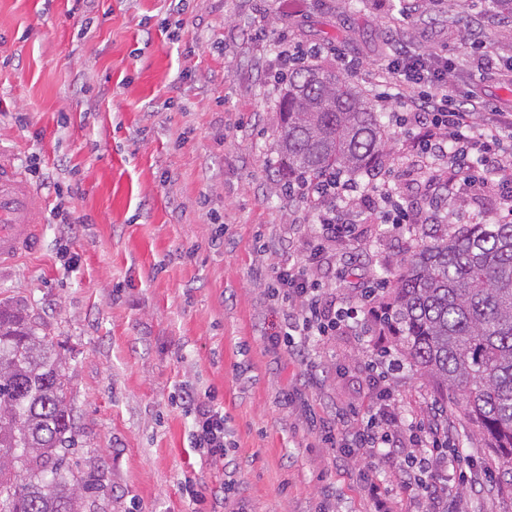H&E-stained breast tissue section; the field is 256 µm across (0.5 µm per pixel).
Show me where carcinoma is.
<instances>
[{
	"label": "carcinoma",
	"instance_id": "carcinoma-1",
	"mask_svg": "<svg viewBox=\"0 0 512 512\" xmlns=\"http://www.w3.org/2000/svg\"><path fill=\"white\" fill-rule=\"evenodd\" d=\"M279 153L290 177L368 172L389 132L342 75L312 64L288 76ZM391 285L383 322L408 362L460 395L477 432L512 465V223L480 222L428 236ZM76 444L53 338L19 309L0 305V512H83L90 489L66 454Z\"/></svg>",
	"mask_w": 512,
	"mask_h": 512
}]
</instances>
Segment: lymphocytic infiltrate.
Wrapping results in <instances>:
<instances>
[{"label": "lymphocytic infiltrate", "mask_w": 512, "mask_h": 512, "mask_svg": "<svg viewBox=\"0 0 512 512\" xmlns=\"http://www.w3.org/2000/svg\"><path fill=\"white\" fill-rule=\"evenodd\" d=\"M450 68L445 59L400 50L393 53L386 72L399 79L407 95L401 124L411 127L418 151L428 157L446 158L449 167L459 170L475 192L497 198L499 221L512 222V152L503 148L504 138H512V114L489 109L474 90L449 93ZM297 190L317 212L319 244L349 236L350 226L337 221L336 208L356 205L359 189L351 180L330 175L319 182H300ZM272 292L287 304L280 334L301 357L313 337L332 335L342 323L357 316L354 309L323 301L321 285L306 260L277 268ZM182 401L192 416V446L201 449L208 461H223L227 455L223 411L190 390L184 392ZM396 424L395 417L384 413L369 417L362 428L347 437L324 427L322 440L340 449H400L405 441L397 436ZM451 454V449L436 439L427 456L407 457L405 488L443 501L447 491L439 471L447 466Z\"/></svg>", "instance_id": "f902f5d3"}]
</instances>
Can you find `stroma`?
Here are the masks:
<instances>
[{"label":"stroma","mask_w":512,"mask_h":512,"mask_svg":"<svg viewBox=\"0 0 512 512\" xmlns=\"http://www.w3.org/2000/svg\"><path fill=\"white\" fill-rule=\"evenodd\" d=\"M454 0H0V153L47 206L36 250L0 266V302L24 309L64 357L78 433L72 459L91 474L84 512H435L384 456H341L318 424L348 433L380 404L427 427L443 410L462 463L448 469L457 512H512L493 449L459 407L411 368L375 316L415 241L370 198L340 213L354 239L314 267L323 298L358 322L312 340L307 358L274 334L277 266L303 260L313 210L279 171L281 43L348 74L384 114L387 156L373 176L429 223L491 218L497 204L449 180L446 160L409 151L371 72L393 50L448 57L449 77L512 113V19ZM496 69L478 70L472 40ZM384 369L378 400L368 366ZM224 412L229 465L192 448L183 389ZM474 467L492 480L473 490ZM232 480L235 499L222 498ZM195 498H188L187 489Z\"/></svg>","instance_id":"stroma-1"}]
</instances>
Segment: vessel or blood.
I'll use <instances>...</instances> for the list:
<instances>
[{"instance_id":"obj_1","label":"vessel or blood","mask_w":512,"mask_h":512,"mask_svg":"<svg viewBox=\"0 0 512 512\" xmlns=\"http://www.w3.org/2000/svg\"><path fill=\"white\" fill-rule=\"evenodd\" d=\"M43 203L10 163L0 157V265L31 248L42 222Z\"/></svg>"}]
</instances>
